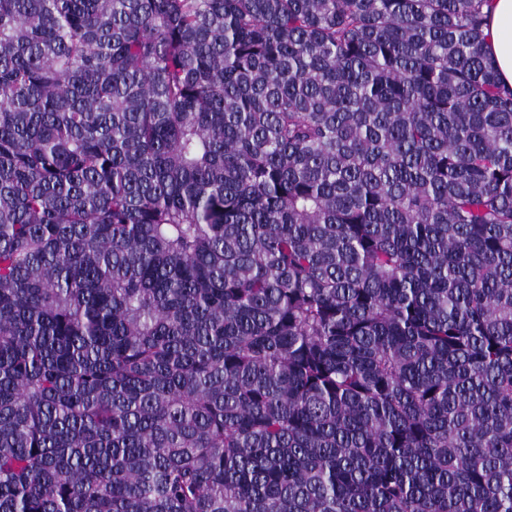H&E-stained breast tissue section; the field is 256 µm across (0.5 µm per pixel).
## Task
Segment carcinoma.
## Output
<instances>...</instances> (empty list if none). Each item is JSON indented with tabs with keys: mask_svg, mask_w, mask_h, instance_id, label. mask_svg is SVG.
I'll list each match as a JSON object with an SVG mask.
<instances>
[{
	"mask_svg": "<svg viewBox=\"0 0 512 512\" xmlns=\"http://www.w3.org/2000/svg\"><path fill=\"white\" fill-rule=\"evenodd\" d=\"M489 0H0V512H512Z\"/></svg>",
	"mask_w": 512,
	"mask_h": 512,
	"instance_id": "1",
	"label": "carcinoma"
}]
</instances>
